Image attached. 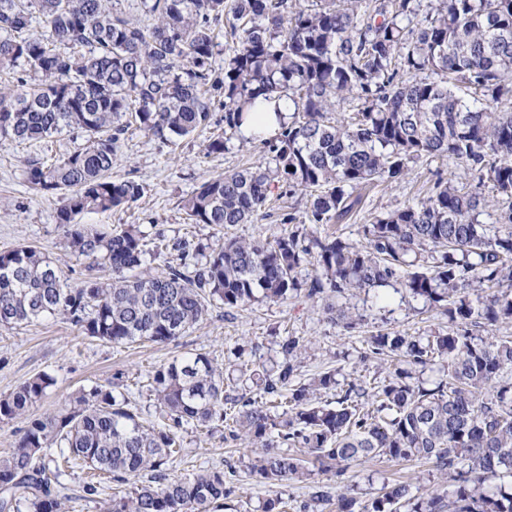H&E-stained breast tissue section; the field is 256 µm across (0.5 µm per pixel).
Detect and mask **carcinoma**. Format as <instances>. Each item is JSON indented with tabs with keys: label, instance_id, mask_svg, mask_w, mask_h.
<instances>
[{
	"label": "carcinoma",
	"instance_id": "cac0c4a2",
	"mask_svg": "<svg viewBox=\"0 0 512 512\" xmlns=\"http://www.w3.org/2000/svg\"><path fill=\"white\" fill-rule=\"evenodd\" d=\"M115 2L0 0V70L20 63L25 72L16 90H0V137L42 141L73 129L86 138L49 165L29 161L26 180L60 197L63 245L90 260V274L74 284L32 246L0 252L1 327L52 317L106 344H166L217 304L285 303L302 291L339 301L390 287L440 311L448 328L372 333L363 356L381 374L372 385L341 387L334 370L297 379L306 350L297 336L280 337L273 358L233 364L235 377L206 353L176 358L147 374L159 411L148 425L110 383L33 418L56 383L36 375L0 397V421L25 422L0 457V512H62L63 477L77 465L89 474L88 495L105 479L130 485L103 512H223L231 495L223 470L172 473L190 429L251 448L246 474L273 488L260 512H282L275 488L313 479L290 448L338 473L363 459H425L452 482L427 497L386 484L360 512H512V484L487 485L512 479V337H487L512 324V0H143L150 24ZM225 17L234 46L220 74L214 29ZM273 92L288 100V120L254 137L271 163L203 182L182 209L193 224L251 223L277 183L310 194L295 229L271 240L227 237L154 271L145 260L168 249L163 237L150 240L135 224L78 223L144 192L112 178L128 112L145 135L166 141L207 125L221 96L224 136L205 147L220 154L246 107ZM447 159L473 177V190L439 177L426 199L364 225L363 245L317 235L366 185ZM486 186L496 194L491 223L482 219ZM306 260L315 273L301 280ZM471 288L485 293L478 306ZM325 311L345 330L362 321L342 306ZM334 500L338 512H355L356 498L320 485L303 512Z\"/></svg>",
	"mask_w": 512,
	"mask_h": 512
}]
</instances>
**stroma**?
<instances>
[{"mask_svg": "<svg viewBox=\"0 0 512 512\" xmlns=\"http://www.w3.org/2000/svg\"><path fill=\"white\" fill-rule=\"evenodd\" d=\"M224 129V112L215 109L210 126L186 138L167 142L144 135L129 127L121 138L118 160L112 169L116 178H130L144 187L142 197L121 210L88 213L80 221L89 225H139L148 235H162L170 242L189 240L197 249L210 250L223 243L225 235L242 238H266L290 231L289 216H304L310 198L304 194H286L273 188L271 204L254 223L223 229L208 224L190 223L181 201L204 181L257 164L267 154L260 146L241 145L239 139L227 143L223 153L206 154L210 136ZM85 139L78 131H63L44 142H19L0 138V251L26 244L38 247L72 282L86 274L87 261L76 260L63 247L56 222L60 200L30 187L24 171L34 158L49 159L82 149ZM453 179L458 189L468 190L469 175L452 163H417L397 183L374 185L363 192L357 207L344 219L320 226V233H333L354 244L364 241L363 226L374 216L428 196L437 177ZM349 302L363 315L361 325L351 331L328 322L322 303L305 295L291 297L283 304L253 303L238 309L213 308L206 319L187 336L158 345L135 343L129 346L104 344L80 335L70 324L59 319H40L13 329L0 328V396L14 391L33 376L48 373L57 383L33 409L34 414L64 408L70 394L82 386L115 383L136 393L142 416L156 420L155 407L148 396L138 395L137 382L152 367L182 357L205 352L218 366L227 365L236 354L256 360L272 356L275 342L282 333L309 341L311 347L299 368L308 378L334 370L340 383L372 381L376 366L362 363L371 332L388 329L409 336H424L448 325L446 316L424 308L422 300L404 293H390L379 300L376 292L360 293ZM246 448L225 442L222 433L186 434L182 473L203 468H221L225 482L232 489L231 500L238 512H256L268 497V487L252 482L245 473ZM86 475L71 471L65 479L70 496L63 512H102L105 499L121 492L120 484L111 482L100 495L83 491ZM315 482L349 490L358 505H365L384 482H408L413 493L428 495L443 489L444 480L433 463L413 461L397 464L374 458L350 465L343 475L319 473Z\"/></svg>", "mask_w": 512, "mask_h": 512, "instance_id": "stroma-1", "label": "stroma"}]
</instances>
